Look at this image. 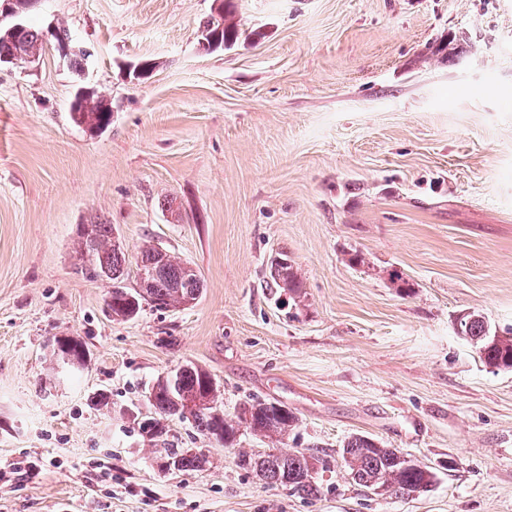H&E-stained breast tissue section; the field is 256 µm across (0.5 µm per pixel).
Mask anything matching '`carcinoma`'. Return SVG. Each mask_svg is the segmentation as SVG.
<instances>
[{"label":"carcinoma","mask_w":512,"mask_h":512,"mask_svg":"<svg viewBox=\"0 0 512 512\" xmlns=\"http://www.w3.org/2000/svg\"><path fill=\"white\" fill-rule=\"evenodd\" d=\"M244 35L233 20L231 0L220 3L218 15H213L201 25L205 46L231 47ZM46 40L43 32L32 29L24 52L38 56ZM73 121L94 133L112 122V103L98 94L76 100L71 106ZM80 259L99 278L112 282L107 308L110 314L128 318L148 305L157 310L179 308L196 301L202 292L198 274L190 273L187 264L155 248L141 254L136 286L124 285L126 258L119 245L112 241V225L89 224L80 233ZM273 280L292 292L299 291L301 279L298 270L284 259L275 262L271 269ZM459 335L468 340L479 352L483 361L493 367L512 370V336H500L492 331L484 317L468 314L457 322ZM58 352L69 355L76 363L84 359L83 344L74 339L57 340ZM216 379L206 370L192 364L179 367V373L168 384L151 389L147 403L152 415L138 422L141 434L159 439L167 434L166 424L172 416H181L185 404H193L192 421L204 436L219 438L224 447L231 448L236 441L237 428L225 421L223 403ZM244 413L250 415L247 428L255 436L271 442H280L297 425L296 416L288 408L274 402L255 401L248 404ZM166 459L179 472L202 469L207 458L202 451L188 448H163ZM396 450L387 448L366 436H353L342 448L346 474L357 485L377 489L400 497H409L426 491L434 483L435 473L420 462L405 467L395 461ZM244 468L260 481L288 489L302 498L320 493L316 482L320 458L299 449L284 451L270 448L263 452L241 455Z\"/></svg>","instance_id":"obj_1"}]
</instances>
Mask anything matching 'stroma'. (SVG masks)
Segmentation results:
<instances>
[{
	"instance_id": "35a3bbf8",
	"label": "stroma",
	"mask_w": 512,
	"mask_h": 512,
	"mask_svg": "<svg viewBox=\"0 0 512 512\" xmlns=\"http://www.w3.org/2000/svg\"><path fill=\"white\" fill-rule=\"evenodd\" d=\"M246 39L201 44L213 0H43L84 58L54 46L0 67V512H512V372L456 331H512V0H233ZM453 41L452 54L439 52ZM143 59L152 76L134 78ZM112 100L91 134L79 88ZM190 263L196 304L113 320L82 270L83 225ZM363 265H350L353 254ZM288 259L298 293L277 287ZM80 339L83 366L58 362ZM185 363L297 416L284 448L326 464L302 498L172 419L204 470L166 474L138 430L158 376ZM354 435L435 468L429 491L349 480ZM271 277L279 286L282 283L283 288H288L289 291L298 292L301 288L298 270L288 262V259L275 262L271 269Z\"/></svg>"
}]
</instances>
